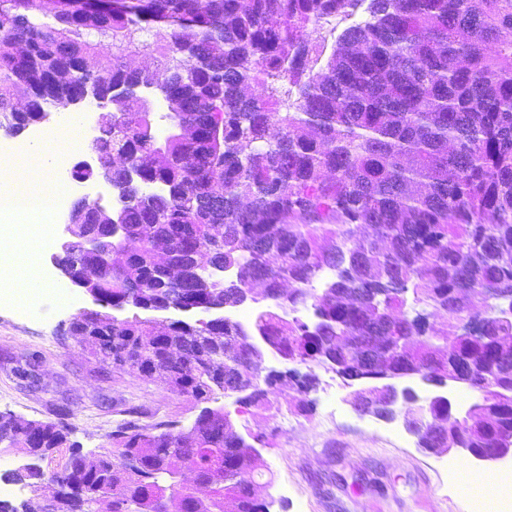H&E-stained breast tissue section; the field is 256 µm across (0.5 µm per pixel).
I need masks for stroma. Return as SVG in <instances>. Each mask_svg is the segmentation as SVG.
<instances>
[{
    "instance_id": "1",
    "label": "stroma",
    "mask_w": 512,
    "mask_h": 512,
    "mask_svg": "<svg viewBox=\"0 0 512 512\" xmlns=\"http://www.w3.org/2000/svg\"><path fill=\"white\" fill-rule=\"evenodd\" d=\"M70 307L50 297L35 300L19 315L0 307V412L29 420H56L69 406V443L40 463L61 469L73 450H98L102 437L125 421L159 420L190 425L199 403L174 397L163 386L126 368L95 358L68 332L71 319L90 305L72 289ZM317 377L300 410L296 394L273 386L269 407L235 415L244 438L261 434L257 491L271 512H471L460 473L500 481L503 464L475 460L462 452L435 456L418 448L401 420L358 415L348 401L352 390L335 371L312 366Z\"/></svg>"
}]
</instances>
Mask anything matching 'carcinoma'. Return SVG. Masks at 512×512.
I'll return each mask as SVG.
<instances>
[{
	"mask_svg": "<svg viewBox=\"0 0 512 512\" xmlns=\"http://www.w3.org/2000/svg\"><path fill=\"white\" fill-rule=\"evenodd\" d=\"M19 2L54 23L0 13V127L19 133L63 99L112 100L97 169L80 177L111 173L117 206L85 220L76 204L62 262L123 310L267 301L249 325L80 312L69 333L102 361L197 403L252 379L234 393L244 407L266 406L277 382L263 356L337 361L366 386L373 370L460 372L509 394L512 314L484 288L512 290V0H370L321 67L320 30L359 0ZM160 28L170 39H149ZM141 52L153 66L126 62ZM150 90L167 103L163 140ZM111 219L125 235L86 251L84 224ZM214 264L233 276L217 282ZM464 318L484 328L464 337ZM505 429L512 400L463 439L485 448ZM68 434L0 414V452L43 460ZM255 466L229 411L130 420L59 471L13 474L33 497L0 512H46L47 486L69 512H269Z\"/></svg>",
	"mask_w": 512,
	"mask_h": 512,
	"instance_id": "carcinoma-1",
	"label": "carcinoma"
}]
</instances>
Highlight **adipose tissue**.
Segmentation results:
<instances>
[{
    "mask_svg": "<svg viewBox=\"0 0 512 512\" xmlns=\"http://www.w3.org/2000/svg\"><path fill=\"white\" fill-rule=\"evenodd\" d=\"M63 124L68 131L66 137L31 146V163L0 158V168L8 167L12 175L11 184L0 189V208L20 214L31 204H50L60 194L61 186L53 179L52 170L58 156L75 144L73 136L79 130V114L66 113Z\"/></svg>",
    "mask_w": 512,
    "mask_h": 512,
    "instance_id": "ef3b65f1",
    "label": "adipose tissue"
}]
</instances>
